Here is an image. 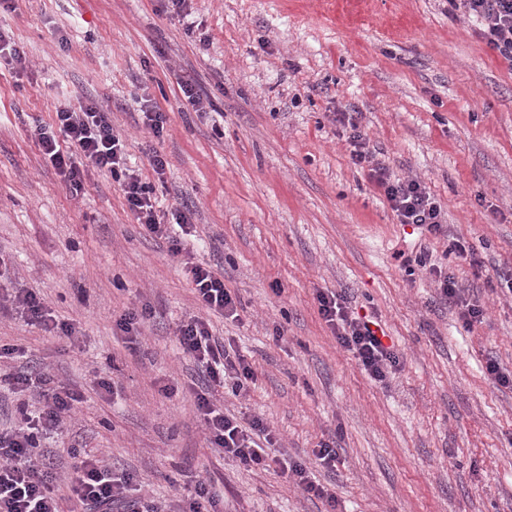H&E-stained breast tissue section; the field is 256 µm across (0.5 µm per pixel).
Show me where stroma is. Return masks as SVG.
Listing matches in <instances>:
<instances>
[{"label":"stroma","mask_w":512,"mask_h":512,"mask_svg":"<svg viewBox=\"0 0 512 512\" xmlns=\"http://www.w3.org/2000/svg\"><path fill=\"white\" fill-rule=\"evenodd\" d=\"M0 0V30L24 53L22 77L0 70V293L44 299L79 339L53 336L0 308V345L49 362L84 399L43 450L65 471L103 455L147 477L156 496L199 472L227 512H512V295L487 286L512 271V64L477 34L460 0ZM213 106L197 112L181 80ZM157 102L161 136L135 101ZM96 101L127 162L152 181L161 222L188 205L181 256L137 223L121 182L93 172L73 194L47 166L33 129L57 108ZM357 111L376 161L414 178L441 205L447 236L401 226L368 169L350 159L335 113ZM474 246V272L449 253ZM447 267L484 310L467 329L415 260ZM224 277L237 319L215 336L255 380L225 407L273 427L305 464L335 441V469L314 474L335 504L208 448L189 394L157 384L197 376L175 336L198 305L182 255ZM381 322L400 366L379 384L318 314L321 291ZM154 316L128 348L117 322ZM113 392L100 390L101 380Z\"/></svg>","instance_id":"1"}]
</instances>
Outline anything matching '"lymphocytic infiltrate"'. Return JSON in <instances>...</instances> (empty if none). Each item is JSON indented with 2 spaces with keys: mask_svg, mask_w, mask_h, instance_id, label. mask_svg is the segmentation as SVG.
<instances>
[{
  "mask_svg": "<svg viewBox=\"0 0 512 512\" xmlns=\"http://www.w3.org/2000/svg\"><path fill=\"white\" fill-rule=\"evenodd\" d=\"M469 17L479 23L486 45L512 63V0H463ZM351 147L354 165H368L369 177L383 193L399 223L411 224L430 234L443 232L440 204L419 181L391 178L386 167L374 162L367 138L354 113L339 117ZM47 163L63 177L74 192L84 188L89 171L109 173L122 182L126 200L138 223L152 234L167 239L173 254H180L179 236L189 233L192 212L176 208L172 224L161 223L154 208L155 185L164 181L168 163L153 155L150 166L153 182L142 181L126 162L122 140L112 129L109 112L96 102L80 108H58L50 124L34 129ZM199 312L182 321L176 336L183 353L196 364L200 380L192 387L194 411L211 448L244 468L259 467L294 483L303 492L335 503L336 497L320 484L308 466L288 462L276 448V438L263 419L241 420L226 414L214 399L216 389L238 396L246 393L254 380V370L243 355L223 339L213 336L208 314L236 318L237 302L225 288L224 279L212 267L185 262ZM439 294L456 309L465 328L481 321L483 309L460 288L454 275L442 266L429 264ZM318 313L330 327L337 343L350 352L358 367L371 380L386 382L400 359L371 328L370 321L350 311L344 295L322 291L317 296ZM27 320L45 332L76 339L74 324L52 318L47 305L36 293L25 290L10 298ZM38 398L37 413H23L15 428L0 429V512H59L61 499L72 502L76 512H223L224 498L203 476H196L187 494L157 500L149 493L148 481L139 474L114 468L102 457L83 456L65 473H57L50 460L39 451L42 442L64 431L66 421L80 394L56 382L43 364H25L0 372V384Z\"/></svg>",
  "mask_w": 512,
  "mask_h": 512,
  "instance_id": "lymphocytic-infiltrate-1",
  "label": "lymphocytic infiltrate"
}]
</instances>
